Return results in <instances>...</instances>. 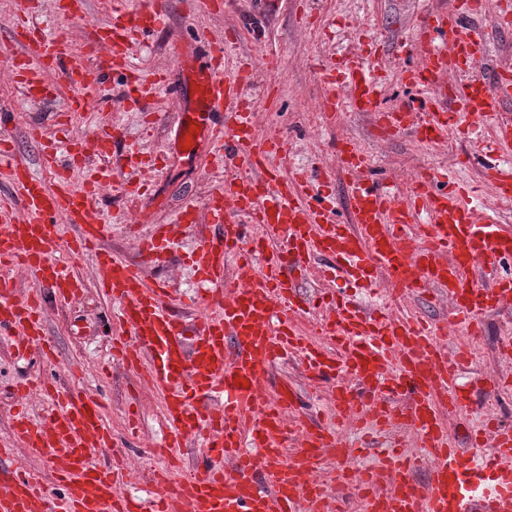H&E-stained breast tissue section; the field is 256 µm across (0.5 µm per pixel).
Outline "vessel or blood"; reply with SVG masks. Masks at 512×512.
<instances>
[{"label": "vessel or blood", "mask_w": 512, "mask_h": 512, "mask_svg": "<svg viewBox=\"0 0 512 512\" xmlns=\"http://www.w3.org/2000/svg\"><path fill=\"white\" fill-rule=\"evenodd\" d=\"M482 7L483 0H454L448 10L419 15L414 40L397 43L400 57L416 58L401 74L424 95L422 110L382 108L383 79L361 48L341 63L323 64L321 81L328 111L347 102L388 139L409 131L440 148L459 113L491 124L494 148L482 177L499 202L511 205L512 120L500 110L512 105V62L483 70L490 34L477 19ZM166 23L162 0H117L111 23L91 45L104 51L102 66L75 62L63 69L72 89L66 118L86 111L103 69H125L139 34ZM24 31L30 60L11 70L27 93L43 94L45 75L60 67L61 49L36 27ZM173 54L196 95L195 107L178 114L176 137L189 151L196 140H207L216 163L245 169L216 186L206 204L208 222L222 232L192 254L204 287L203 311L184 322L170 307L165 282L146 278L173 226L156 224L137 235L132 259L103 249L109 228L99 221V190L116 180L111 165L75 183L69 171L83 158L82 145L61 152L30 126L25 135L54 179L32 177L0 137V178L11 182L23 204L18 210L0 200V337L20 355L47 343L41 296L20 294L8 269L33 272L62 300L80 291L68 265L52 257L62 224H71L78 230L71 252L95 251L99 288L120 305L125 336L116 346L118 360L160 396L172 438H197L206 460L175 480L158 474L152 512H334L310 473L352 457L356 435L391 431L413 433L417 448L385 452L377 468L358 471L361 512H512V430L496 431L487 455L451 444L443 414L466 400L457 380L471 352L462 346L450 356L441 346L449 323L471 330L484 315L512 304V276L497 272L502 260L512 259V229L464 203L448 170L422 175L405 194L366 179L368 158L348 142L338 150V166L352 177L351 194L346 217H339L337 208L312 197L306 176L284 179L272 167L286 138L256 141L252 69L232 41L199 34L193 46L176 44ZM168 83L163 72L126 79L141 96ZM323 255L365 287L386 283L389 298L447 299L448 320L369 313L334 298L319 323L326 343L306 340L296 330L306 309L292 271ZM292 355L309 375L333 379L335 422H291L294 388L268 392L271 369ZM40 392L49 414L40 422L14 415L8 435L0 436V463L25 448L66 492L51 500L37 475L0 471V512H142L139 502L121 494L122 472L92 460L112 443L102 402L47 385ZM345 422L350 432H339ZM292 433L299 444L293 454L286 445ZM427 457L433 460L427 478L415 481L412 473Z\"/></svg>", "instance_id": "1"}]
</instances>
